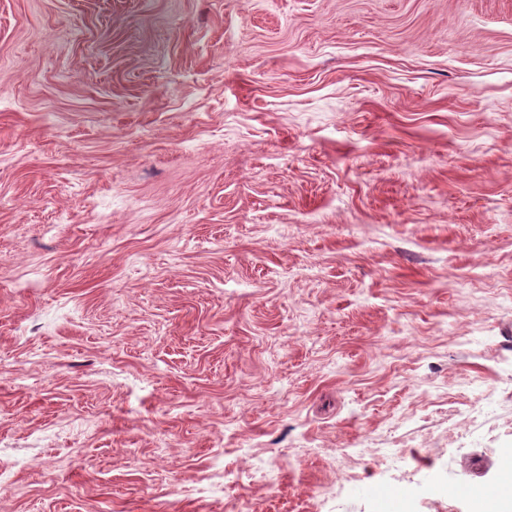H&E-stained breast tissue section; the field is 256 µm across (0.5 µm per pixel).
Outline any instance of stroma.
<instances>
[{
  "mask_svg": "<svg viewBox=\"0 0 512 512\" xmlns=\"http://www.w3.org/2000/svg\"><path fill=\"white\" fill-rule=\"evenodd\" d=\"M510 454L512 0H0V512H512Z\"/></svg>",
  "mask_w": 512,
  "mask_h": 512,
  "instance_id": "35a3bbf8",
  "label": "stroma"
}]
</instances>
